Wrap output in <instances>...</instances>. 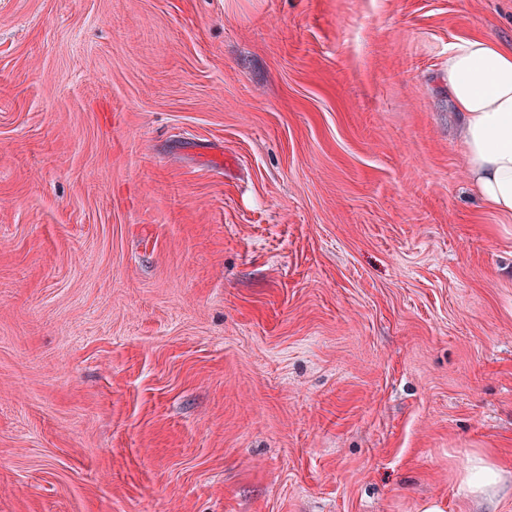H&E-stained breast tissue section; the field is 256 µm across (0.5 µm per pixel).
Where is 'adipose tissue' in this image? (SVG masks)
<instances>
[{"label":"adipose tissue","instance_id":"1","mask_svg":"<svg viewBox=\"0 0 512 512\" xmlns=\"http://www.w3.org/2000/svg\"><path fill=\"white\" fill-rule=\"evenodd\" d=\"M448 92L460 113L470 185L495 214L512 220V45L475 36L448 52ZM459 494L476 512L512 496V471L493 457L471 455Z\"/></svg>","mask_w":512,"mask_h":512}]
</instances>
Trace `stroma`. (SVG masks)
Listing matches in <instances>:
<instances>
[{
  "label": "stroma",
  "instance_id": "1",
  "mask_svg": "<svg viewBox=\"0 0 512 512\" xmlns=\"http://www.w3.org/2000/svg\"><path fill=\"white\" fill-rule=\"evenodd\" d=\"M474 34L512 0H0V512H469L512 468ZM458 489L460 496L479 510L473 512H495L487 510H492L501 499L512 496V471L493 457L476 452L468 460Z\"/></svg>",
  "mask_w": 512,
  "mask_h": 512
}]
</instances>
